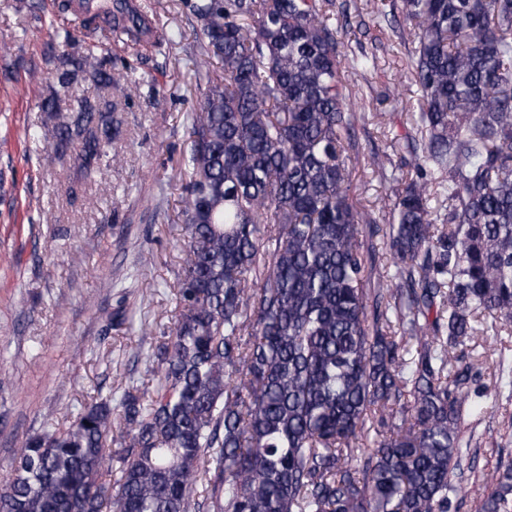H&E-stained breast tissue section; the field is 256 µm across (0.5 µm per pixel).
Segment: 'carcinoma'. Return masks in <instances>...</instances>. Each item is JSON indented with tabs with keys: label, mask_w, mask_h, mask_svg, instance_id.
Returning a JSON list of instances; mask_svg holds the SVG:
<instances>
[{
	"label": "carcinoma",
	"mask_w": 512,
	"mask_h": 512,
	"mask_svg": "<svg viewBox=\"0 0 512 512\" xmlns=\"http://www.w3.org/2000/svg\"><path fill=\"white\" fill-rule=\"evenodd\" d=\"M200 99L180 169L186 258L156 386L97 395L27 439L0 512H449L461 428L481 410L463 347L512 328V0H393L414 44L411 177L382 229L344 156L365 119L336 0H182ZM117 39L155 32L129 0H62ZM218 59L223 71L210 70ZM46 151L90 181L138 82L95 40L51 58ZM96 95L61 107L77 77ZM448 203L441 214L435 196ZM393 273L374 277L361 225ZM119 473L115 484L105 471ZM479 512H506L512 469Z\"/></svg>",
	"instance_id": "cac0c4a2"
}]
</instances>
